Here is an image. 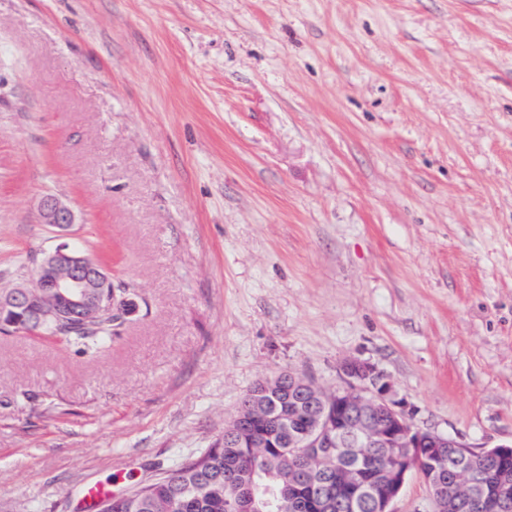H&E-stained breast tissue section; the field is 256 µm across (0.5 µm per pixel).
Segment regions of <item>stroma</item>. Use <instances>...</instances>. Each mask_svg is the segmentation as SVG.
Masks as SVG:
<instances>
[{"label": "stroma", "mask_w": 512, "mask_h": 512, "mask_svg": "<svg viewBox=\"0 0 512 512\" xmlns=\"http://www.w3.org/2000/svg\"><path fill=\"white\" fill-rule=\"evenodd\" d=\"M73 240L109 352L0 333V512L164 476L293 370L512 442V0H0V288Z\"/></svg>", "instance_id": "stroma-1"}]
</instances>
